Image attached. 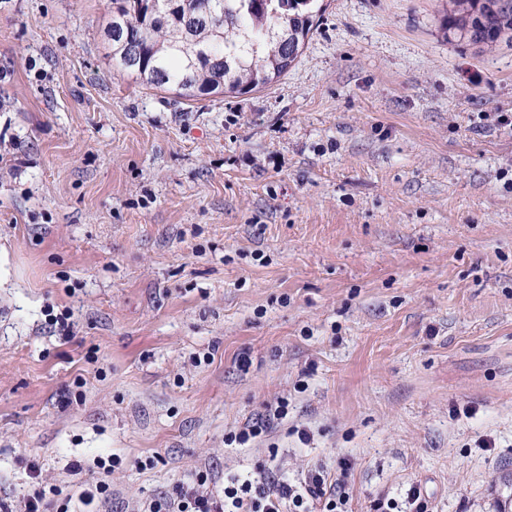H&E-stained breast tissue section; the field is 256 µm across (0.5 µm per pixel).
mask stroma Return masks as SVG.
<instances>
[{
    "label": "stroma",
    "mask_w": 512,
    "mask_h": 512,
    "mask_svg": "<svg viewBox=\"0 0 512 512\" xmlns=\"http://www.w3.org/2000/svg\"><path fill=\"white\" fill-rule=\"evenodd\" d=\"M323 5L280 80L189 99L113 66L112 0H0L14 512L269 457L348 460L349 512H512V41L446 36L445 0ZM280 397L269 444L225 445Z\"/></svg>",
    "instance_id": "1"
}]
</instances>
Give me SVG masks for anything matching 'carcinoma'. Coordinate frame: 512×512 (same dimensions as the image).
I'll return each instance as SVG.
<instances>
[{
  "instance_id": "1",
  "label": "carcinoma",
  "mask_w": 512,
  "mask_h": 512,
  "mask_svg": "<svg viewBox=\"0 0 512 512\" xmlns=\"http://www.w3.org/2000/svg\"><path fill=\"white\" fill-rule=\"evenodd\" d=\"M190 0L189 9L217 8L182 26L138 0H112L106 27L112 64L125 71L126 35L142 41V71L136 77L156 88L173 87L197 98L212 93L243 94L287 73L301 55L322 15L320 0ZM447 32L478 44L512 33V0H448Z\"/></svg>"
}]
</instances>
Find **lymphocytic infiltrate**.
<instances>
[{"instance_id":"lymphocytic-infiltrate-1","label":"lymphocytic infiltrate","mask_w":512,"mask_h":512,"mask_svg":"<svg viewBox=\"0 0 512 512\" xmlns=\"http://www.w3.org/2000/svg\"><path fill=\"white\" fill-rule=\"evenodd\" d=\"M287 416V400L276 399L266 404L261 418L229 431L224 442L240 446L257 442ZM350 470V464L343 461L337 474L314 466L291 480L268 462L259 461L251 478L227 477L223 492L216 494L205 489L213 475L201 470L175 484L168 494L143 503L140 512H347Z\"/></svg>"}]
</instances>
